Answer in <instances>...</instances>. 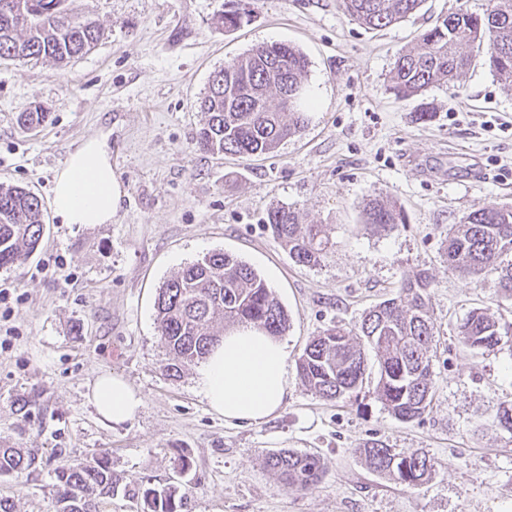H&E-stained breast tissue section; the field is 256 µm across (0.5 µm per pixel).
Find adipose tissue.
<instances>
[{
	"label": "adipose tissue",
	"instance_id": "adipose-tissue-1",
	"mask_svg": "<svg viewBox=\"0 0 512 512\" xmlns=\"http://www.w3.org/2000/svg\"><path fill=\"white\" fill-rule=\"evenodd\" d=\"M121 191L106 136L88 139L57 173L52 204L66 224H108ZM198 387L225 420L260 423L283 405L288 392V353L275 337L250 327L226 331L201 367ZM89 399L98 414L119 425L132 419L141 395L123 378L102 375Z\"/></svg>",
	"mask_w": 512,
	"mask_h": 512
}]
</instances>
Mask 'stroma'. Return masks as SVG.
I'll list each match as a JSON object with an SVG mask.
<instances>
[{
    "mask_svg": "<svg viewBox=\"0 0 512 512\" xmlns=\"http://www.w3.org/2000/svg\"><path fill=\"white\" fill-rule=\"evenodd\" d=\"M106 34L65 66L45 59L0 63V186L42 201L37 250L0 268V446L34 454L35 468L0 476L15 512H52L55 468L105 453L114 470L152 485L189 489L191 512H512V434L498 426L512 401V349L472 351L456 335L471 309L512 322L495 277L470 283L444 260L448 231L489 204L512 205V90L484 60L456 86L397 99L391 71L437 17L481 15L490 0H424L382 30L346 16L338 0H68ZM243 9L247 23L215 22ZM273 42L308 58L311 104L298 136L267 155L212 156L196 146L198 102L211 72ZM50 122L19 128L25 107ZM428 121L417 118L419 109ZM107 135L122 197L108 224H66L52 206L55 173L89 137ZM383 196L408 222L366 226L365 203ZM295 207L327 225L334 247L321 265L295 263L267 229L269 210ZM247 262L288 311V394L258 424L212 412L199 365L167 376L156 328L162 284L206 253ZM431 278L436 324L432 401L405 424L377 400L374 383L327 401L302 386L296 363L312 336L391 298L405 274ZM104 374L143 397L120 425L88 399ZM426 452L431 479L416 488L370 469L361 448ZM318 456L325 474L289 490L265 454ZM191 466L178 468L179 456Z\"/></svg>",
    "mask_w": 512,
    "mask_h": 512,
    "instance_id": "35a3bbf8",
    "label": "stroma"
}]
</instances>
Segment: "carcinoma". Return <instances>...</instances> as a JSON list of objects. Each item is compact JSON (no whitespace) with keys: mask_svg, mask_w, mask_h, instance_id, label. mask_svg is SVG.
<instances>
[{"mask_svg":"<svg viewBox=\"0 0 512 512\" xmlns=\"http://www.w3.org/2000/svg\"><path fill=\"white\" fill-rule=\"evenodd\" d=\"M0 0V61L49 58L63 66L89 52L104 36L94 20L68 12L66 0H11L23 10L4 8ZM484 16L453 12L438 17L415 48L396 58L392 86L396 97H419L434 85L455 84L474 64V51L487 49L488 64L498 80L512 87V0H492ZM423 0H340L344 14L367 29L400 22ZM236 10L218 14L224 30L241 27ZM309 61L286 43L259 46L238 60L213 71L200 102L206 120L197 134L201 151L213 155L252 157L273 152L281 142L301 134L309 104L305 78ZM288 100H283V95ZM50 113L26 108L17 122L26 129L49 121ZM365 223L385 231L406 223L403 210L380 198L366 202ZM44 209L39 197L21 186H0V268L21 264L37 249L43 236ZM266 224L298 264L317 266L334 242L324 224H301L296 208L279 206ZM448 269L478 283L488 275L512 298V206L487 205L463 217L448 234ZM430 277L407 275L396 296L369 310L353 331L343 325L323 329L307 344L297 363L303 386L324 400H335L362 389L367 362L361 344L378 361V400L399 421L419 419L431 402L434 322L429 314ZM157 329L170 355L166 373L181 377L183 368L202 361L221 336L216 316L225 326L251 325L272 336L289 326L288 312L266 280L246 262L222 251L185 264L159 289ZM458 336L472 350L512 342V324H502L474 309L458 326ZM366 464L407 487L429 480L433 461L414 451L396 454L373 442L362 450ZM266 467L288 487L306 492L320 482L323 469L314 454L283 450L265 456ZM36 458L20 448H0V475L20 476ZM53 512H99L100 500L118 490L139 505L138 512H184L188 490L169 484L126 480L101 455L88 462L60 467L55 472Z\"/></svg>","mask_w":512,"mask_h":512,"instance_id":"obj_1","label":"carcinoma"}]
</instances>
